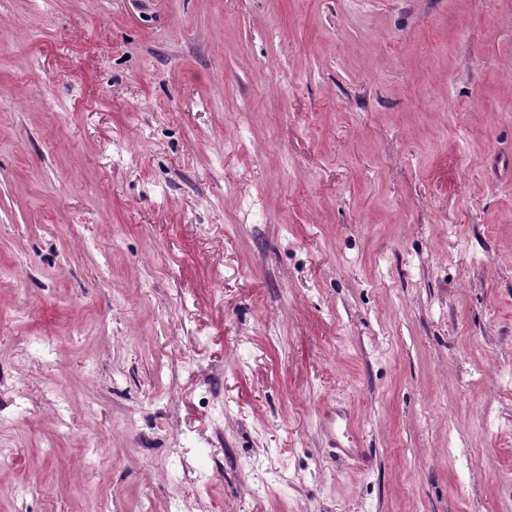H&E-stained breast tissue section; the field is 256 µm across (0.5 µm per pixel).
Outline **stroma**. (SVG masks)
Segmentation results:
<instances>
[{"label": "stroma", "mask_w": 512, "mask_h": 512, "mask_svg": "<svg viewBox=\"0 0 512 512\" xmlns=\"http://www.w3.org/2000/svg\"><path fill=\"white\" fill-rule=\"evenodd\" d=\"M172 500L512 512V0H0V512Z\"/></svg>", "instance_id": "stroma-1"}]
</instances>
